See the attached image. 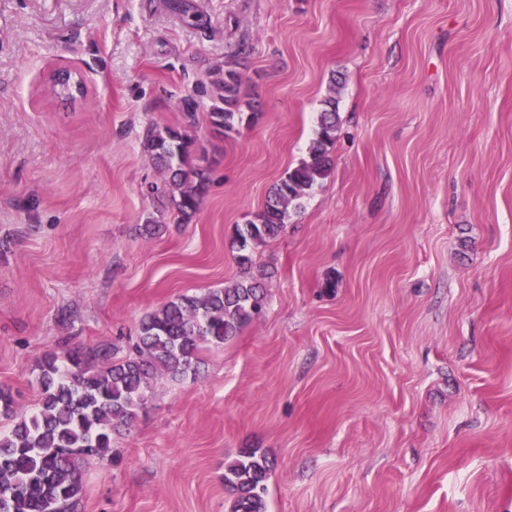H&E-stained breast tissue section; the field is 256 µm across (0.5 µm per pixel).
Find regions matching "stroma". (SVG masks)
I'll return each mask as SVG.
<instances>
[{"mask_svg":"<svg viewBox=\"0 0 512 512\" xmlns=\"http://www.w3.org/2000/svg\"><path fill=\"white\" fill-rule=\"evenodd\" d=\"M0 0V386L131 345L181 294L266 274L267 307L197 375L159 382L76 512H231L224 463H272L268 512H512V0ZM239 55L250 124L214 133ZM82 76L76 100L50 73ZM330 175L233 259L235 225L308 156ZM210 168L177 223L149 193L152 126ZM155 235L140 229L146 220Z\"/></svg>","mask_w":512,"mask_h":512,"instance_id":"35a3bbf8","label":"stroma"}]
</instances>
